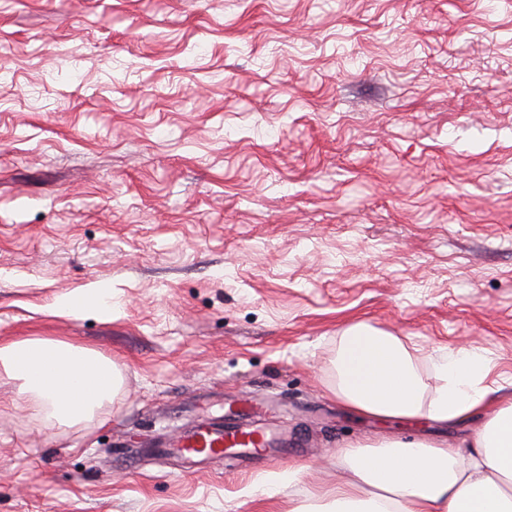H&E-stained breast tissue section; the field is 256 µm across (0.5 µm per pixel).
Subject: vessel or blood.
<instances>
[{
  "instance_id": "vessel-or-blood-1",
  "label": "vessel or blood",
  "mask_w": 512,
  "mask_h": 512,
  "mask_svg": "<svg viewBox=\"0 0 512 512\" xmlns=\"http://www.w3.org/2000/svg\"><path fill=\"white\" fill-rule=\"evenodd\" d=\"M283 437L268 428L243 420H210L180 431L162 451L187 463L202 464L216 458L243 460L255 455L277 456Z\"/></svg>"
}]
</instances>
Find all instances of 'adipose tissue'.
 I'll use <instances>...</instances> for the list:
<instances>
[{"label": "adipose tissue", "instance_id": "adipose-tissue-1", "mask_svg": "<svg viewBox=\"0 0 512 512\" xmlns=\"http://www.w3.org/2000/svg\"><path fill=\"white\" fill-rule=\"evenodd\" d=\"M53 315L112 316L111 289L63 295ZM423 376L395 336L355 325L336 356V397L356 414L426 418L456 425L489 416L470 452L421 440L386 439L345 452L348 475L328 494L324 512H512V396L486 382V357L439 353ZM0 369L21 380L19 396L47 419L76 424L111 403L118 372L111 358L65 340L24 338L0 345Z\"/></svg>", "mask_w": 512, "mask_h": 512}]
</instances>
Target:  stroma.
Listing matches in <instances>:
<instances>
[{
	"mask_svg": "<svg viewBox=\"0 0 512 512\" xmlns=\"http://www.w3.org/2000/svg\"><path fill=\"white\" fill-rule=\"evenodd\" d=\"M100 286L111 319L44 311ZM356 324L512 393V0H0V344L123 378L66 426L0 371V512H299L348 444L467 449L485 414L339 403ZM267 400L279 460H155Z\"/></svg>",
	"mask_w": 512,
	"mask_h": 512,
	"instance_id": "35a3bbf8",
	"label": "stroma"
}]
</instances>
